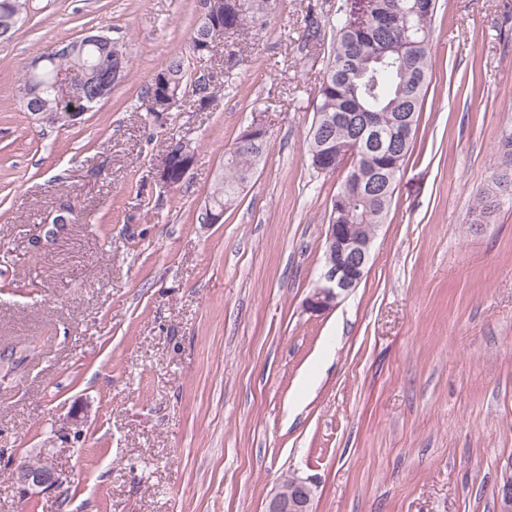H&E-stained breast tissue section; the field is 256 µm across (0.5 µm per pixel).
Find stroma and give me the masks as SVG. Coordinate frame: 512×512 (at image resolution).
<instances>
[{"mask_svg": "<svg viewBox=\"0 0 512 512\" xmlns=\"http://www.w3.org/2000/svg\"><path fill=\"white\" fill-rule=\"evenodd\" d=\"M280 0L230 33L240 64L204 112L164 122L140 92L190 37L201 0H26L0 41V512H265L288 478L313 512H498L512 472V195L477 217L512 133V0H439L413 152L360 284L305 300L324 270L344 172L306 136L332 42ZM123 40L128 75L74 124L26 112L18 78L87 31ZM270 150L238 206L202 221L250 123ZM195 162L157 174L172 139ZM70 224L53 226L60 204ZM57 482L24 493L22 464ZM168 147L169 158H165V165L160 170L159 181L167 187L177 186L185 177L194 163L195 152L191 144L185 140L173 141ZM176 162L179 164L174 168Z\"/></svg>", "mask_w": 512, "mask_h": 512, "instance_id": "stroma-1", "label": "stroma"}]
</instances>
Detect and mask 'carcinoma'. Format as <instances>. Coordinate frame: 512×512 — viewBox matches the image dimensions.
Returning a JSON list of instances; mask_svg holds the SVG:
<instances>
[{
	"label": "carcinoma",
	"instance_id": "obj_1",
	"mask_svg": "<svg viewBox=\"0 0 512 512\" xmlns=\"http://www.w3.org/2000/svg\"><path fill=\"white\" fill-rule=\"evenodd\" d=\"M266 0H203L204 12L190 38L195 47L204 36L206 17L224 20V29L238 31L264 29L273 11L264 7ZM413 0H375L374 12L384 19L391 15L395 22L388 26L380 21L371 27L355 29L347 24L345 3L336 7L333 18L321 20L309 11L306 39L320 42L325 28L333 32V45L323 82L313 105L314 119L308 131L307 154L310 164L318 172L333 173L339 169L340 159L322 155L321 142L327 139L338 143L359 141V173L363 176L383 171L386 180L373 192L360 199L348 211L331 201L328 223L363 224L364 235L385 223L392 205L395 184L409 158L413 140L395 142L392 127L383 132L382 152L367 146L370 132L357 127L353 114L358 109L372 112H412L420 116L424 105L428 78L432 73L430 37L437 8L429 12L409 13ZM25 9L23 0H0V40L14 37L19 15ZM100 59L97 44L84 46L78 63L93 70ZM171 96L180 104L189 103L203 112L210 105L224 83L212 84L188 75L184 57L175 54L158 69ZM57 83V63L48 60L39 70L24 74L21 85L40 89L42 98L50 99V89ZM157 95L155 80H150L141 96V107L155 116L162 108L150 105ZM269 149V138L244 140L224 155V172L217 179L205 208L224 211L236 205L241 192L251 181L260 162ZM493 191L477 197L475 210L487 214L495 207L497 198L512 194V133L500 146L492 165Z\"/></svg>",
	"mask_w": 512,
	"mask_h": 512
}]
</instances>
